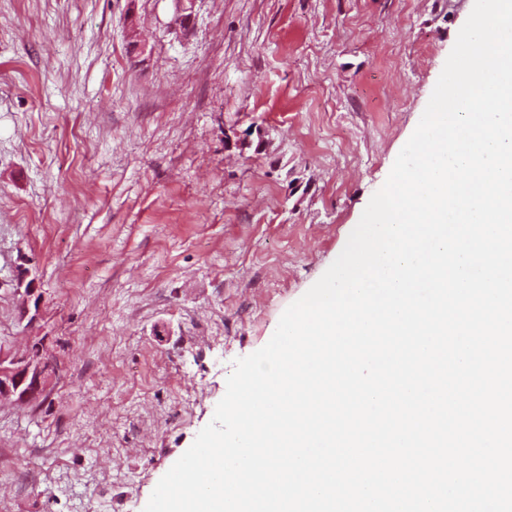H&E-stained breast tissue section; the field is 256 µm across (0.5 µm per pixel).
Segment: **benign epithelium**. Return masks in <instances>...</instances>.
I'll list each match as a JSON object with an SVG mask.
<instances>
[{
    "label": "benign epithelium",
    "mask_w": 512,
    "mask_h": 512,
    "mask_svg": "<svg viewBox=\"0 0 512 512\" xmlns=\"http://www.w3.org/2000/svg\"><path fill=\"white\" fill-rule=\"evenodd\" d=\"M59 378L57 362L47 354L44 339L29 352L14 356L0 348V391L26 406L39 404Z\"/></svg>",
    "instance_id": "1"
}]
</instances>
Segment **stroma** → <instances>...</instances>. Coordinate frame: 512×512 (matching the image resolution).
I'll return each instance as SVG.
<instances>
[{
	"instance_id": "stroma-1",
	"label": "stroma",
	"mask_w": 512,
	"mask_h": 512,
	"mask_svg": "<svg viewBox=\"0 0 512 512\" xmlns=\"http://www.w3.org/2000/svg\"><path fill=\"white\" fill-rule=\"evenodd\" d=\"M473 6L197 0L186 32L175 0H0V346L61 366L0 399V512H143L343 251Z\"/></svg>"
}]
</instances>
